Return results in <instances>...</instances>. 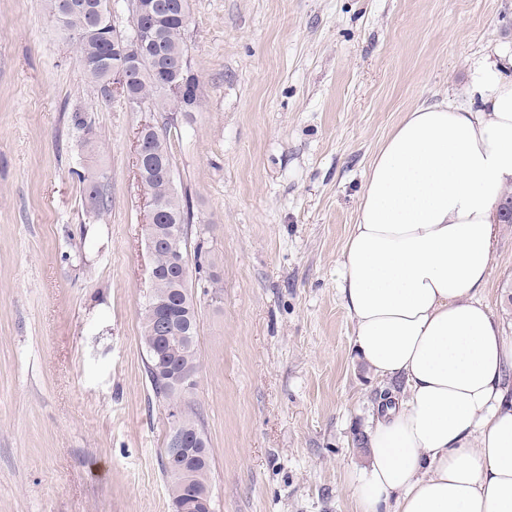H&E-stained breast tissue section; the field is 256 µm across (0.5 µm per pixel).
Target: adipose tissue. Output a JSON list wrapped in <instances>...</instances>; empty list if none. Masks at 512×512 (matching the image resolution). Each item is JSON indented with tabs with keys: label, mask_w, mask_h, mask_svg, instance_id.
<instances>
[{
	"label": "adipose tissue",
	"mask_w": 512,
	"mask_h": 512,
	"mask_svg": "<svg viewBox=\"0 0 512 512\" xmlns=\"http://www.w3.org/2000/svg\"><path fill=\"white\" fill-rule=\"evenodd\" d=\"M510 189L500 50L404 114L358 197L338 288L358 359L403 396L377 409L356 512H512V342L481 297Z\"/></svg>",
	"instance_id": "adipose-tissue-1"
}]
</instances>
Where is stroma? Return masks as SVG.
Segmentation results:
<instances>
[{
    "instance_id": "35a3bbf8",
    "label": "stroma",
    "mask_w": 512,
    "mask_h": 512,
    "mask_svg": "<svg viewBox=\"0 0 512 512\" xmlns=\"http://www.w3.org/2000/svg\"><path fill=\"white\" fill-rule=\"evenodd\" d=\"M189 5L201 107L171 154L222 286L200 299L193 395L214 509L354 512L358 439L392 384L352 351L341 250L383 139L512 48V0ZM144 118L97 93L47 0H0V512H170L168 411L140 343ZM99 169L112 206L96 215L77 175ZM482 297L512 340V224ZM70 122L72 127L79 134L83 147L88 150L90 149L91 151L100 148L92 119L86 114V112L80 110L72 112Z\"/></svg>"
}]
</instances>
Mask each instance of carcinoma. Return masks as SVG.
<instances>
[{"label": "carcinoma", "instance_id": "obj_1", "mask_svg": "<svg viewBox=\"0 0 512 512\" xmlns=\"http://www.w3.org/2000/svg\"><path fill=\"white\" fill-rule=\"evenodd\" d=\"M169 6L167 12L150 22L153 32H158L164 64L158 66L150 56H143L131 75L129 93L150 103L156 112L162 113L164 130L177 128L178 115L196 112L201 105V97L186 101L169 95L164 86L182 78L184 59L189 54L185 41L183 13L189 11L188 0H157ZM49 17L63 36L69 39L77 49V62L85 77L96 87L104 91V85L112 77L113 41L121 39L112 24V13L108 0H48ZM72 127L77 131L82 146L95 150L100 148L91 117L77 110L70 116ZM150 157L143 175V184L147 192L161 202L159 224L168 230L175 228L181 236L184 267L175 264L166 248L155 253L152 263L156 271V280L151 285L147 302L141 312V342L146 353V374L156 399L166 408L183 407L184 421L196 431L197 437L186 448L178 466L187 471L193 483L210 485L211 454L200 414L196 408L193 394L195 387L175 390L164 382L169 374L168 365L178 367L180 371H197L200 368L197 356L198 309L192 289L189 285V260L187 239L191 214L184 197L174 187L172 156L166 136L152 131L148 134ZM99 173L77 174L84 200L90 211L101 213L108 209L109 199L107 182L98 183ZM196 270L203 272L204 264H212L209 241L205 232L196 234L194 248ZM171 318V326L164 335L156 330L157 318L163 314ZM162 473L168 486L170 500L182 503L188 501L182 485L178 484L167 465H162Z\"/></svg>", "mask_w": 512, "mask_h": 512}]
</instances>
